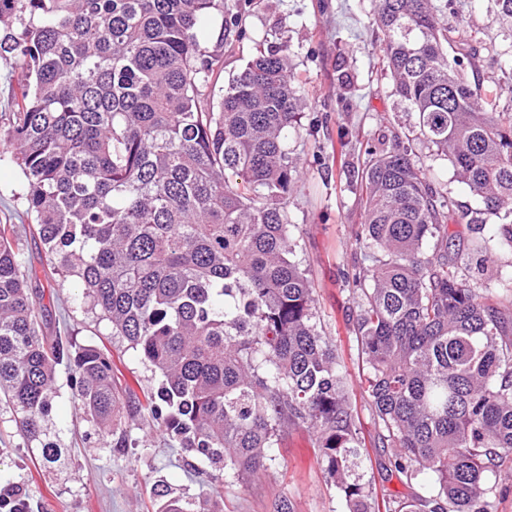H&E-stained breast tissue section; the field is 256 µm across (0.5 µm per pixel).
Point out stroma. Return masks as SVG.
<instances>
[{"instance_id": "obj_1", "label": "stroma", "mask_w": 512, "mask_h": 512, "mask_svg": "<svg viewBox=\"0 0 512 512\" xmlns=\"http://www.w3.org/2000/svg\"><path fill=\"white\" fill-rule=\"evenodd\" d=\"M245 38L218 41L219 28L207 26L206 47L222 43V80H229L277 38L288 42L290 62L301 86L304 118L290 132L288 147L299 159L303 176L290 199L288 216L296 253L313 288L324 333L335 342L353 376L349 395L368 444L361 469L376 491L390 498L409 489L391 471L389 450L376 446L370 399L360 384L357 344L349 329L354 306L343 272L362 266L356 239L363 215L356 170L364 146L390 141L404 132L410 118L396 106L390 82L376 69L378 34L369 26L372 0H240ZM456 18L471 33L477 50L476 74L487 81L500 72L485 46L500 41L485 0H456ZM430 165V178L441 194L461 207L473 206L468 190L453 177L449 161L425 143L415 146ZM24 176L10 162H0V222L28 225L23 196ZM39 305L47 330L80 344L98 343L111 352L121 381L135 391L153 386L156 378L142 365L136 351L113 336L108 321L91 310L73 278L60 277L46 289ZM66 369L57 372V394L46 421L51 439L61 450L51 469L40 468L31 449L11 439L0 454V489L6 483L24 485L35 497L31 512H149V487L158 476L187 496L197 495L207 482L186 464L176 443L142 420L138 436L144 448L117 455L105 449L94 427L83 420L72 402ZM265 476L241 480L224 476V512H272L275 499L285 497L294 512H346L336 487L324 475L314 438L302 427L289 428Z\"/></svg>"}]
</instances>
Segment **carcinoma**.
<instances>
[{
  "instance_id": "1",
  "label": "carcinoma",
  "mask_w": 512,
  "mask_h": 512,
  "mask_svg": "<svg viewBox=\"0 0 512 512\" xmlns=\"http://www.w3.org/2000/svg\"><path fill=\"white\" fill-rule=\"evenodd\" d=\"M379 63L418 135L446 157L481 208L456 214L432 186L413 139L365 148L357 171L371 265L343 274L357 295L353 331L378 435L408 485L379 506L354 473L359 427L338 349L318 329L296 260L288 204L301 124L288 42L248 61L205 104L219 55L198 32L246 36L224 0H0V61L16 75L0 113L23 173L29 234L50 273L136 350L158 384L138 396L96 344L48 336L14 224H0V403L48 467L44 423L65 366L74 403L116 454L137 448L134 421L178 441L210 483L265 473L290 426L309 428L348 512H489L491 478L512 470V299L483 296L451 250L448 221L491 218L512 250V87L470 82L467 30L434 0H374ZM512 23V0H487ZM512 72V44L491 49ZM154 512H224L222 497L175 493L159 479ZM29 496L0 501L27 512Z\"/></svg>"
}]
</instances>
